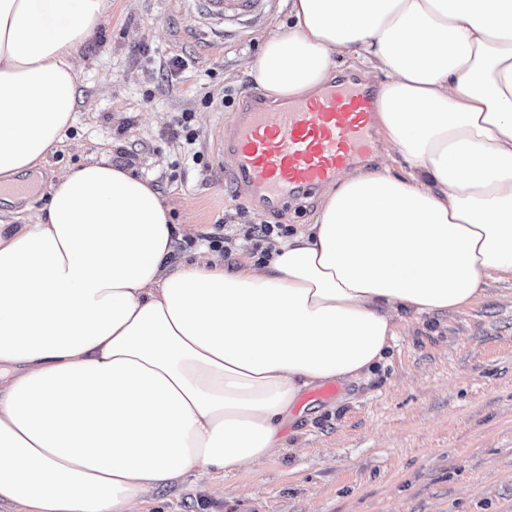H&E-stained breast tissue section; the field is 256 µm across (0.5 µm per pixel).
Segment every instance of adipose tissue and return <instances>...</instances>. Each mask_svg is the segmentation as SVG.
Here are the masks:
<instances>
[{
  "label": "adipose tissue",
  "instance_id": "adipose-tissue-1",
  "mask_svg": "<svg viewBox=\"0 0 512 512\" xmlns=\"http://www.w3.org/2000/svg\"><path fill=\"white\" fill-rule=\"evenodd\" d=\"M107 0H0V199L74 123ZM246 64L268 99L311 95L346 56L384 74L378 121L406 164L326 187L267 264L171 269L169 207L92 158L31 224L0 222V501L140 512L155 486L283 447L305 389L364 380L407 316L463 312L512 275V0H292Z\"/></svg>",
  "mask_w": 512,
  "mask_h": 512
}]
</instances>
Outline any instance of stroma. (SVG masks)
Here are the masks:
<instances>
[{
    "mask_svg": "<svg viewBox=\"0 0 512 512\" xmlns=\"http://www.w3.org/2000/svg\"><path fill=\"white\" fill-rule=\"evenodd\" d=\"M291 22L282 0L266 24L216 47L174 0H108L81 51L75 121L42 169L45 190L8 221L31 223L63 167L101 155L170 207L172 263L203 257L225 225L262 220L224 186L218 126L256 87L247 61ZM185 112L190 147L177 124ZM483 288L465 312L407 318L370 379L303 407L279 455L158 485L142 512H512V278Z\"/></svg>",
    "mask_w": 512,
    "mask_h": 512,
    "instance_id": "obj_1",
    "label": "stroma"
}]
</instances>
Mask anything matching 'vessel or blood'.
Instances as JSON below:
<instances>
[{
    "mask_svg": "<svg viewBox=\"0 0 512 512\" xmlns=\"http://www.w3.org/2000/svg\"><path fill=\"white\" fill-rule=\"evenodd\" d=\"M196 28L216 37L242 32L271 15L277 0H190ZM375 96L358 78L327 79L315 96L270 107L261 93L246 92L222 152L232 163L224 183L261 213H280L310 198L371 155Z\"/></svg>",
    "mask_w": 512,
    "mask_h": 512,
    "instance_id": "b4317fda",
    "label": "vessel or blood"
}]
</instances>
